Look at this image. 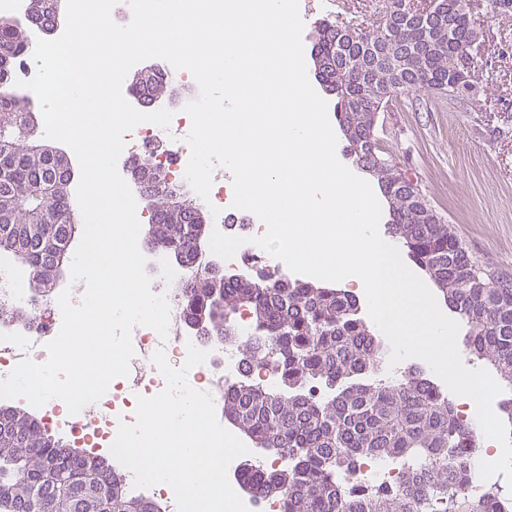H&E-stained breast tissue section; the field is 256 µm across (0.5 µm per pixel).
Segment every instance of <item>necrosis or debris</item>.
Returning a JSON list of instances; mask_svg holds the SVG:
<instances>
[{
	"label": "necrosis or debris",
	"instance_id": "1",
	"mask_svg": "<svg viewBox=\"0 0 512 512\" xmlns=\"http://www.w3.org/2000/svg\"><path fill=\"white\" fill-rule=\"evenodd\" d=\"M190 117L182 111L175 112L170 123L178 137L173 142H162V127L144 122L125 134V147L118 159V169H125L134 158L150 159L168 174V184L178 188L186 184L185 172L190 149L180 139V131L190 128ZM263 227L250 224L247 234L250 243L241 246L234 257L227 260L226 268H260L272 276H284L289 272L281 260L272 257L255 245L254 237L260 236ZM145 270L151 280V290L166 295L171 312L169 335L160 340L151 328L138 327L132 333L134 355L130 361L127 377L113 380L107 392L93 403L92 418L78 413L61 416V400L48 401L44 407L45 423L60 427L74 441L89 440L95 447H111L120 424L135 421L137 397H152L160 393L166 381L152 361L157 349H164L172 367H182L187 358L188 344L207 351L208 358L202 365L190 370L189 376L197 390L209 393L216 412L224 410V392L242 374V364L237 353L224 344L204 342L196 339L186 326L182 295L177 288L187 279L188 271L182 264L170 261L164 253L147 256ZM63 290L56 284L45 292L37 293L26 285V272L11 259L0 258V304L16 311L26 312L27 320L21 321L0 316V380L6 379L22 360L44 362L47 358L45 346L59 333L62 313L58 297ZM404 466L389 460L367 459L358 465L349 477L350 484L363 488L393 486L397 484Z\"/></svg>",
	"mask_w": 512,
	"mask_h": 512
}]
</instances>
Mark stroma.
<instances>
[{"label": "stroma", "mask_w": 512, "mask_h": 512, "mask_svg": "<svg viewBox=\"0 0 512 512\" xmlns=\"http://www.w3.org/2000/svg\"><path fill=\"white\" fill-rule=\"evenodd\" d=\"M470 18L477 96L419 89L379 114L380 139L473 258L512 280V13L471 0Z\"/></svg>", "instance_id": "obj_1"}]
</instances>
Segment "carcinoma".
Masks as SVG:
<instances>
[{"label":"carcinoma","instance_id":"1","mask_svg":"<svg viewBox=\"0 0 512 512\" xmlns=\"http://www.w3.org/2000/svg\"><path fill=\"white\" fill-rule=\"evenodd\" d=\"M474 31L466 0H430L422 10L391 0L371 30L322 20L310 56L324 61L317 77L336 96V119L348 132L345 152L358 168L399 169L376 135L378 113L399 97L424 87L450 99L476 96L461 82L477 61ZM24 32L23 24L0 19V134L12 139L0 155V197L13 202L0 222V257L30 268L37 249L72 234L66 197L40 194L71 181L72 171L37 156L28 101L13 89L12 69L28 47ZM377 186L389 211L386 233L465 325L468 353L512 390V283L477 264L406 170ZM181 202L164 181L145 197L153 212L168 215L161 236L172 252L192 247ZM277 282L265 275L256 288L229 280L217 289L194 276L182 289L187 316L207 315L209 336L242 340L243 359L271 368L284 384L280 391L249 382L224 391V418L283 460L276 469L245 464L239 480L246 490L269 493L279 471L288 478L280 492L284 512H428L433 499L443 501L441 512H512V498L494 490L482 499L463 492L474 473L462 450L477 436L448 395L415 368L394 382L377 377L380 344L353 295L296 281L283 291ZM243 311L251 320L246 332L237 321ZM12 412L0 424V512H15L22 499L33 512H74L71 476L52 467L61 439L27 412ZM370 457L409 466L397 486L353 495L346 477ZM79 463L83 478L95 480L96 455L84 450ZM43 477L56 485L51 496L40 493ZM154 505L129 494L117 472L101 487L96 512H155Z\"/></svg>","mask_w":512,"mask_h":512}]
</instances>
